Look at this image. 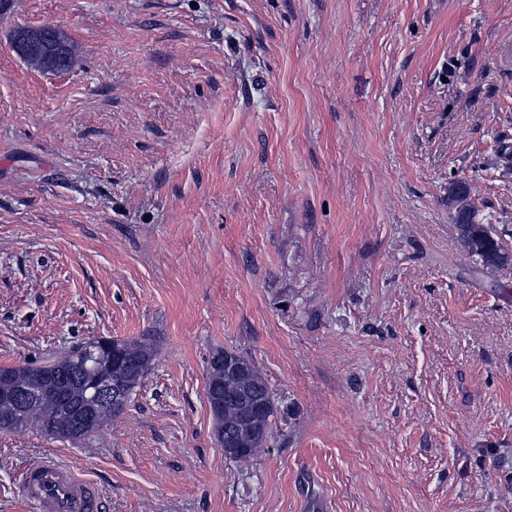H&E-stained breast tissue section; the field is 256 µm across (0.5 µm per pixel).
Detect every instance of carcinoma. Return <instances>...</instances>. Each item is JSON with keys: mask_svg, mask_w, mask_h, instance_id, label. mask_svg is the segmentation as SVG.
Instances as JSON below:
<instances>
[{"mask_svg": "<svg viewBox=\"0 0 512 512\" xmlns=\"http://www.w3.org/2000/svg\"><path fill=\"white\" fill-rule=\"evenodd\" d=\"M496 164L512 167V142L497 141ZM471 188L457 179L448 187V210L457 240L478 266L494 273H512V232L478 218L470 201ZM156 355L149 336L98 339L51 361H23L0 367V431L35 429L47 436L85 440L123 414L128 395L139 387ZM108 381L125 397L118 403L97 396L95 385ZM207 400L219 445L229 438L236 451L225 457L249 463L265 447L275 424L276 404L266 379L249 359L226 349L212 351L207 360Z\"/></svg>", "mask_w": 512, "mask_h": 512, "instance_id": "1", "label": "carcinoma"}]
</instances>
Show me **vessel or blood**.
<instances>
[{
	"mask_svg": "<svg viewBox=\"0 0 512 512\" xmlns=\"http://www.w3.org/2000/svg\"><path fill=\"white\" fill-rule=\"evenodd\" d=\"M17 494L32 512H99L102 503L93 481L52 458L26 467Z\"/></svg>",
	"mask_w": 512,
	"mask_h": 512,
	"instance_id": "vessel-or-blood-1",
	"label": "vessel or blood"
}]
</instances>
